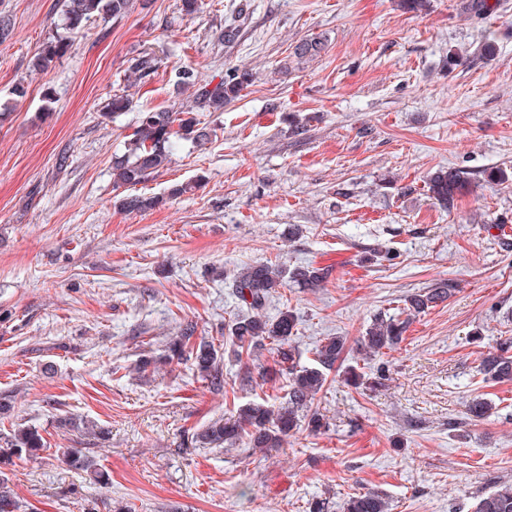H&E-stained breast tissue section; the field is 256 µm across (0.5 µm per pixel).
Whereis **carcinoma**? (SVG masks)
I'll return each instance as SVG.
<instances>
[{"instance_id": "carcinoma-1", "label": "carcinoma", "mask_w": 512, "mask_h": 512, "mask_svg": "<svg viewBox=\"0 0 512 512\" xmlns=\"http://www.w3.org/2000/svg\"><path fill=\"white\" fill-rule=\"evenodd\" d=\"M499 2L490 0H466L463 10L473 17H480L497 10ZM130 7V0H62V29L76 33L84 29L95 17L117 18ZM68 42L53 37L43 43L31 59V67L44 71L67 50ZM159 61L148 54L130 60L129 70L138 78L158 70ZM252 82V74L236 69L220 78L217 83L200 82L191 70L178 72V84L194 88L190 104L180 111L148 109L140 112L130 134L126 135L125 151L112 156V174L119 186L134 187L158 173L172 162L178 143L190 141L201 147L207 144L211 130L201 125L198 112H222L224 106L242 96ZM130 100L125 93L115 94L107 103L105 116L115 120L129 108ZM475 183L472 173L466 169L448 168L434 172L427 180V192L440 208L450 211L456 206L461 192ZM165 198L131 194L122 200L128 211H147L161 206ZM328 271L313 266H296L285 269L270 261L250 264L234 274L230 283L241 314L228 324V336L237 360L247 356L256 365L245 366V380L252 381L258 373L264 381L284 378L288 383V398L278 406L268 402H252L242 406L233 418H217L195 430L190 445L197 448H234L239 444L253 449L282 447L284 437L295 431L302 419L307 428L319 433L327 427L324 418L308 413L311 401L322 389L327 372L345 361L346 339L328 336L312 349L313 363H301L302 352L294 344L297 319L287 309L271 318L267 308L274 294L293 283L310 290L323 287ZM456 284L451 280L436 283L408 295L400 313L378 317L366 328L357 341L356 353L362 356H378L395 350L405 340L411 322L416 316L445 303L455 293ZM196 325L185 324L180 334L166 346V354L158 359L142 360L135 367L138 373L150 365H164L173 360L190 363L191 369L214 390L224 388V371L221 364L224 344L201 337L195 341ZM274 346L273 365L258 361L267 345ZM480 372L487 382L512 381V341L505 340L494 350L486 353L480 364ZM385 379V373L367 377L355 366L347 367L344 380L355 388L374 389ZM494 409L492 401L474 399L468 407L473 420L486 417ZM63 429L91 431L95 437L104 429L93 421L66 417L58 421ZM47 447V441L36 426L21 424L6 432H0V512H30L10 488V473L16 461L34 459ZM58 459L68 468L86 473L91 483L106 487L110 484L108 471L97 467L92 457L80 448L58 449ZM341 512H389V502L380 492L367 491L345 499ZM473 512H512V483H503L481 496Z\"/></svg>"}]
</instances>
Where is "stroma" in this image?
Here are the masks:
<instances>
[{
    "instance_id": "obj_1",
    "label": "stroma",
    "mask_w": 512,
    "mask_h": 512,
    "mask_svg": "<svg viewBox=\"0 0 512 512\" xmlns=\"http://www.w3.org/2000/svg\"><path fill=\"white\" fill-rule=\"evenodd\" d=\"M135 0L126 15L94 20L42 72L29 61L59 33L60 0H0L12 33L0 42L1 428L42 429L39 458L17 462L11 485L38 512H308L313 499L340 512L375 489L390 512H473L479 496L512 482V382H485L487 351L512 338V0L485 17L461 0L428 11L399 0ZM239 24L235 42L220 29ZM320 38L313 58L302 40ZM489 40L494 59L474 54ZM151 54L158 73L137 82L133 108L109 122L132 57ZM248 69L245 97L201 120L216 135L184 142L167 168L140 184L165 197L147 212L119 202L112 157L124 150L138 110H179L190 92L177 74L217 80ZM25 96H15L16 85ZM318 113L297 134L289 115ZM442 167L476 173L447 212L427 197ZM509 179H491L492 171ZM193 190L168 198L177 183ZM312 264L322 288L280 289L267 313L298 317L303 362L326 336L356 340L406 295L451 280L447 302L417 317L400 346L366 361L385 367L373 390L330 373L312 407L324 434L299 429L266 453L188 448L185 433L236 415L251 401L279 404L284 381L242 380L224 358L216 393L188 365L149 377L132 368L158 355L180 326L217 335L238 314L228 282L245 265ZM481 340H473V333ZM494 413L468 422L474 397ZM80 416L98 440L58 428ZM85 448L111 476L89 484L60 463Z\"/></svg>"
}]
</instances>
